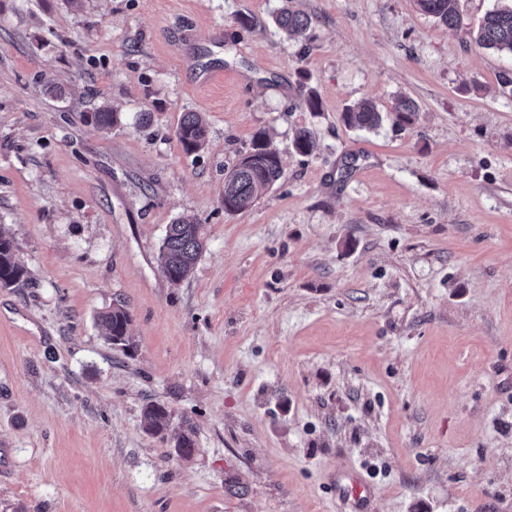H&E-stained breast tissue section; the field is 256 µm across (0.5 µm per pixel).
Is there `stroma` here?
I'll list each match as a JSON object with an SVG mask.
<instances>
[{"instance_id": "35a3bbf8", "label": "stroma", "mask_w": 512, "mask_h": 512, "mask_svg": "<svg viewBox=\"0 0 512 512\" xmlns=\"http://www.w3.org/2000/svg\"><path fill=\"white\" fill-rule=\"evenodd\" d=\"M501 3L451 29L415 0H0V230L29 276L0 288V512H344L351 467L374 512H512V54L475 42ZM363 99L376 130L343 119ZM262 130L284 175L225 212ZM179 216L208 245L175 286ZM118 300L131 356L97 321ZM273 22L280 31L296 38L304 35L310 25V18L302 12L284 6L273 16ZM176 136L186 154L200 151L206 145L208 126L200 112L182 114L176 129ZM206 246L203 224L194 218L180 216L168 224L158 252L159 263L168 281L174 285L184 281ZM171 418V411L159 402L146 403L141 410V425L149 434L162 436L168 430Z\"/></svg>"}]
</instances>
